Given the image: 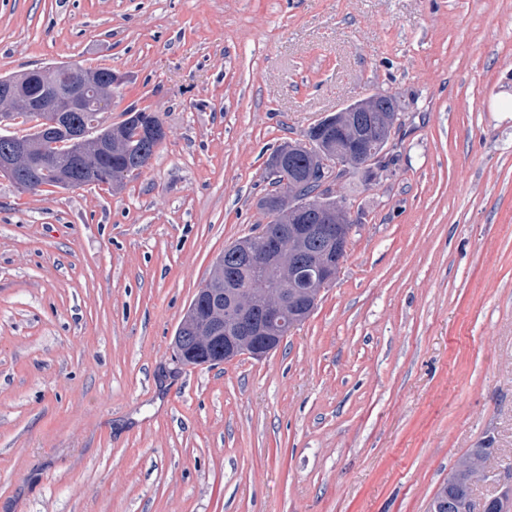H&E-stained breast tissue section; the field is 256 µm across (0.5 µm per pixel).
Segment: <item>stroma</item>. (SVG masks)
Segmentation results:
<instances>
[{"mask_svg":"<svg viewBox=\"0 0 512 512\" xmlns=\"http://www.w3.org/2000/svg\"><path fill=\"white\" fill-rule=\"evenodd\" d=\"M109 67L167 136L118 187L0 176V512H428L469 449L512 492V0H0V76ZM385 91L387 167L267 358L173 359L265 167Z\"/></svg>","mask_w":512,"mask_h":512,"instance_id":"35a3bbf8","label":"stroma"}]
</instances>
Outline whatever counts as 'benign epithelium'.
<instances>
[{
    "label": "benign epithelium",
    "instance_id": "obj_1",
    "mask_svg": "<svg viewBox=\"0 0 512 512\" xmlns=\"http://www.w3.org/2000/svg\"><path fill=\"white\" fill-rule=\"evenodd\" d=\"M94 84L83 76H68L61 90H32L26 81H0V121L11 120L13 112L25 105L36 113L41 137L33 142L20 137L9 140L0 148V172L15 171L24 177L32 170H44L56 145L59 133L68 131L72 151L90 163L102 144L94 137L88 125L71 122L74 112L81 111L92 93ZM399 113L385 109L377 96L356 100L325 117L311 129V135L323 139L336 132V169L355 170L368 179H375L370 167L371 156L383 143L384 134L398 123ZM290 144L285 143L273 155L269 172L277 176L288 162ZM304 180L319 185L320 201L334 202L336 214H345L346 220L331 223L321 212V206L292 208L281 215V223L265 229L259 238L242 246L233 256L232 266L224 274V303L235 313L226 322L215 318L214 338L224 341V360H233L242 354L262 359L281 345L284 337L275 333L288 312V305L298 299L295 288L303 289L307 303L317 302L320 292L336 279L339 256L347 252L352 232L350 212L334 195L333 180L325 177L322 169L311 166ZM316 241L320 248L305 256L289 259L291 248L297 242ZM261 264L269 270L284 273L290 288L272 292L266 303L256 312L251 300L240 294L253 287L252 268Z\"/></svg>",
    "mask_w": 512,
    "mask_h": 512
}]
</instances>
